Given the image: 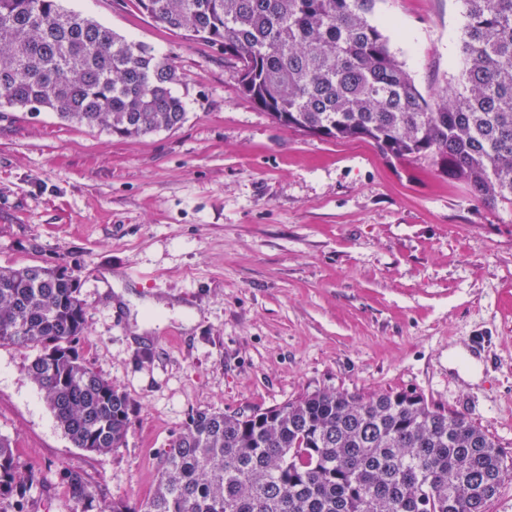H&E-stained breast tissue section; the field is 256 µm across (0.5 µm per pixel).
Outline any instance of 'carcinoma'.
<instances>
[{"mask_svg": "<svg viewBox=\"0 0 512 512\" xmlns=\"http://www.w3.org/2000/svg\"><path fill=\"white\" fill-rule=\"evenodd\" d=\"M378 0H137L159 25L224 50L239 91L277 124L365 139L384 155L512 206V0H462L458 82L424 96L371 21ZM175 66L62 7L0 0V109L53 112L125 139L185 119ZM77 280L0 266V345L42 346L27 367L77 448L123 445L134 406L79 357ZM79 512H487L512 475L499 443L416 392L317 391L250 414L193 411L141 506L100 497L60 469ZM0 436V501L37 484Z\"/></svg>", "mask_w": 512, "mask_h": 512, "instance_id": "1", "label": "carcinoma"}]
</instances>
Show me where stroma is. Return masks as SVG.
Listing matches in <instances>:
<instances>
[{
    "instance_id": "stroma-1",
    "label": "stroma",
    "mask_w": 512,
    "mask_h": 512,
    "mask_svg": "<svg viewBox=\"0 0 512 512\" xmlns=\"http://www.w3.org/2000/svg\"><path fill=\"white\" fill-rule=\"evenodd\" d=\"M62 4L171 59L186 119L125 140L51 112H0V266L78 279L76 349L135 407L121 447H75L26 373L39 348L0 346V436L43 477L25 512H75L61 466L108 501L141 504L192 411L323 390L419 393L512 457V207L370 141L274 123L220 49L157 25L136 0ZM463 11L378 0L374 18L422 94L457 79ZM147 299L191 308L194 324L135 335ZM476 337L470 383L459 371Z\"/></svg>"
}]
</instances>
